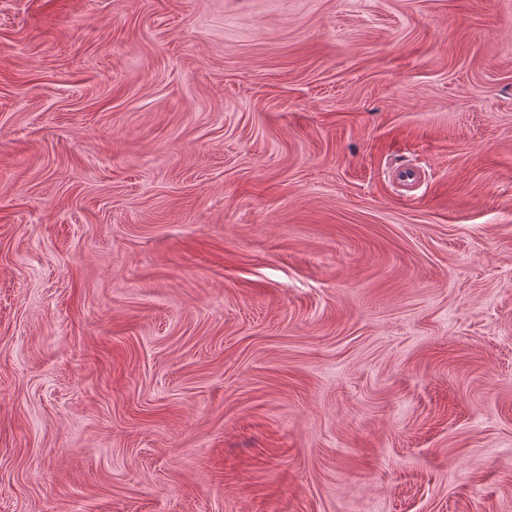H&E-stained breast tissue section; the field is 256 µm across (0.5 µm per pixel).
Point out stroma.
<instances>
[{
  "label": "stroma",
  "instance_id": "35a3bbf8",
  "mask_svg": "<svg viewBox=\"0 0 512 512\" xmlns=\"http://www.w3.org/2000/svg\"><path fill=\"white\" fill-rule=\"evenodd\" d=\"M0 512H512V0H0Z\"/></svg>",
  "mask_w": 512,
  "mask_h": 512
}]
</instances>
